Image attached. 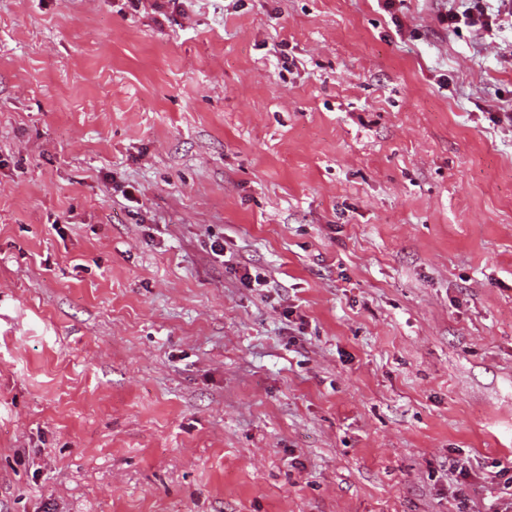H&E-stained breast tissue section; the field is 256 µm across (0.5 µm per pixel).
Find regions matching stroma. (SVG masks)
Wrapping results in <instances>:
<instances>
[{
  "mask_svg": "<svg viewBox=\"0 0 512 512\" xmlns=\"http://www.w3.org/2000/svg\"><path fill=\"white\" fill-rule=\"evenodd\" d=\"M450 6L0 0V512L512 501V28ZM152 5L154 13L158 15V23L170 21L172 14L187 15V10L190 7L192 0H153ZM168 10L171 13L168 14ZM468 6L466 9L460 14L457 10H455L452 6L449 7L444 13H441L439 16V21L442 24H446V27H453V25L457 24L462 19L469 20L471 22L480 21L481 26L490 34L495 35L493 32H496L499 27L502 25V22L509 23L508 18H510V25L512 26V7L511 1L501 0L500 2H509L510 6L506 9V5H504V10H497L496 14H491L488 12L489 6L486 2L488 0H467ZM504 15L507 18L500 19V16Z\"/></svg>",
  "mask_w": 512,
  "mask_h": 512,
  "instance_id": "1",
  "label": "stroma"
}]
</instances>
